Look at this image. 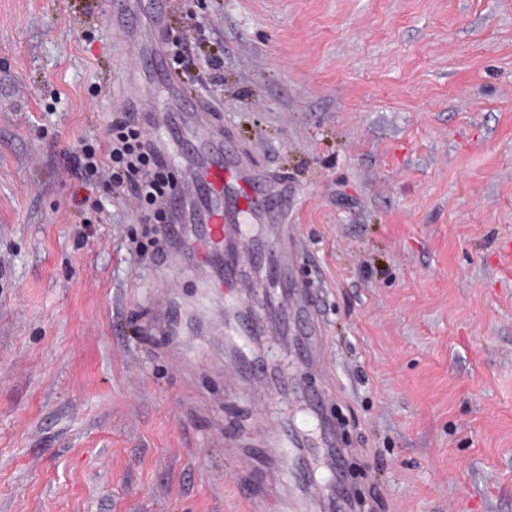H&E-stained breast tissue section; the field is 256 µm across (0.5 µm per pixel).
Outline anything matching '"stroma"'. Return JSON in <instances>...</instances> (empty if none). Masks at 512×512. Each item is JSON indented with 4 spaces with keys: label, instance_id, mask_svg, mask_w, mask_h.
<instances>
[{
    "label": "stroma",
    "instance_id": "stroma-1",
    "mask_svg": "<svg viewBox=\"0 0 512 512\" xmlns=\"http://www.w3.org/2000/svg\"><path fill=\"white\" fill-rule=\"evenodd\" d=\"M108 2L0 0V512H243L224 452L267 467L265 424L326 484L316 393L362 512H512V0H167L186 87L288 183L287 277L336 385L279 329L285 392L224 379V305L278 314L268 268L169 327L195 259L176 245L164 276L136 206L76 170L150 88ZM78 197L107 200L101 223ZM285 289L283 295L286 297V306L294 313L293 321L300 327L302 335L306 339L307 353L309 355V347L314 349L322 341V331L320 323L316 318L317 302L315 297L304 291L301 297L293 292ZM309 346V347H308Z\"/></svg>",
    "mask_w": 512,
    "mask_h": 512
}]
</instances>
